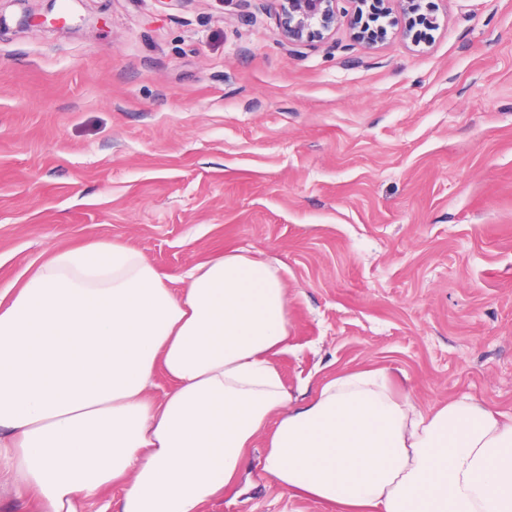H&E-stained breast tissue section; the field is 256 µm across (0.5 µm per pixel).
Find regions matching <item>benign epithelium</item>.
I'll return each instance as SVG.
<instances>
[{"label": "benign epithelium", "instance_id": "7a95c632", "mask_svg": "<svg viewBox=\"0 0 512 512\" xmlns=\"http://www.w3.org/2000/svg\"><path fill=\"white\" fill-rule=\"evenodd\" d=\"M397 1L407 15L406 32L419 40L437 27L433 10L422 9L421 0H348L346 22L354 38L373 46L384 40L387 29L379 20L389 14V5ZM282 36L292 48H301L324 38L337 19L338 0H269Z\"/></svg>", "mask_w": 512, "mask_h": 512}]
</instances>
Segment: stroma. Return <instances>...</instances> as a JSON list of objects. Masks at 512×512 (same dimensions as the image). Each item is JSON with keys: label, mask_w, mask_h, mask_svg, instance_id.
Masks as SVG:
<instances>
[{"label": "stroma", "mask_w": 512, "mask_h": 512, "mask_svg": "<svg viewBox=\"0 0 512 512\" xmlns=\"http://www.w3.org/2000/svg\"><path fill=\"white\" fill-rule=\"evenodd\" d=\"M429 44L290 52L268 0H0V291L117 239L180 290L242 249L288 290L291 392L386 369L421 411L512 416V0H433ZM256 438L205 512H336Z\"/></svg>", "instance_id": "obj_1"}]
</instances>
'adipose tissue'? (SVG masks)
<instances>
[{"mask_svg": "<svg viewBox=\"0 0 512 512\" xmlns=\"http://www.w3.org/2000/svg\"><path fill=\"white\" fill-rule=\"evenodd\" d=\"M173 292L119 241L56 251L0 292V477L42 512H203L266 435L262 471L346 512H512V420L477 399L424 413L386 370L298 401L278 269L236 250ZM171 386L153 402L157 373Z\"/></svg>", "mask_w": 512, "mask_h": 512, "instance_id": "1", "label": "adipose tissue"}]
</instances>
